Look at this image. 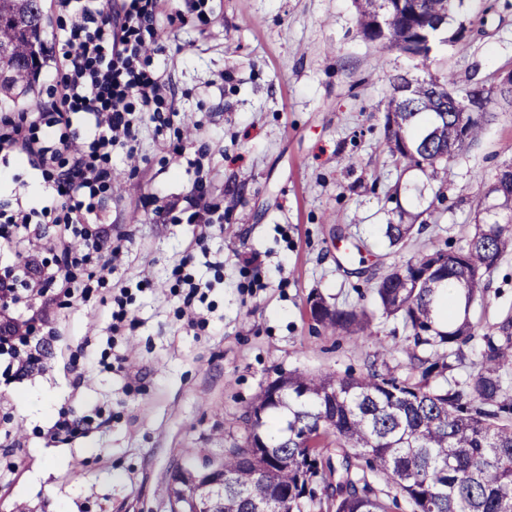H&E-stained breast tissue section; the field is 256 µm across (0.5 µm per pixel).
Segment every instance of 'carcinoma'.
<instances>
[{"instance_id":"1","label":"carcinoma","mask_w":512,"mask_h":512,"mask_svg":"<svg viewBox=\"0 0 512 512\" xmlns=\"http://www.w3.org/2000/svg\"><path fill=\"white\" fill-rule=\"evenodd\" d=\"M358 31L384 50L414 52L419 34L452 18L463 0H355ZM34 0H0V44L12 48L7 90L30 87L41 18ZM384 16V28L376 19ZM392 78L385 138L389 151L441 184L455 156L478 139L480 117L457 125L454 76ZM413 89L400 92L405 82ZM422 214L398 211L385 225L389 245L405 243ZM512 224H479L464 245L435 248L382 276L376 306L402 322L416 382L376 370L339 377L298 371L278 374L277 392L264 387L246 414L244 442L224 451V497L217 512H512V315L481 336L477 370L463 382L435 387L461 361L475 335L465 303L483 296L504 256ZM313 320L336 332L370 335L365 306L338 307L316 294ZM333 447L336 461L323 454Z\"/></svg>"}]
</instances>
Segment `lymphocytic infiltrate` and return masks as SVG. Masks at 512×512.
<instances>
[{"label": "lymphocytic infiltrate", "instance_id": "f902f5d3", "mask_svg": "<svg viewBox=\"0 0 512 512\" xmlns=\"http://www.w3.org/2000/svg\"><path fill=\"white\" fill-rule=\"evenodd\" d=\"M57 7L52 81L39 111L0 116V164L27 159L50 191L39 209L19 195L0 204V252L12 260L0 276V324L7 330L0 335V379L7 383L38 364L41 339L32 328L46 310L75 311L96 297L108 308L111 332L133 324L127 288L112 286L130 240L99 224L111 197L112 157L134 154L148 117L156 133L172 131L173 163L186 160L175 92L145 51L161 42L162 0H57ZM204 160L201 152L188 160L194 179L185 198L187 223L200 227L199 246L224 222L209 197ZM193 261L190 252L174 261L172 291L182 299L178 317L201 328L195 304L205 294ZM19 280L28 284L22 295ZM103 423L98 413L63 410L39 435L69 442Z\"/></svg>", "mask_w": 512, "mask_h": 512}]
</instances>
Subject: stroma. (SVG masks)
Returning a JSON list of instances; mask_svg holds the SVG:
<instances>
[{"mask_svg":"<svg viewBox=\"0 0 512 512\" xmlns=\"http://www.w3.org/2000/svg\"><path fill=\"white\" fill-rule=\"evenodd\" d=\"M170 0L158 28L166 45L154 63L194 125L189 150L205 147L209 193L224 209V229L207 253L224 256L215 280L207 254L193 271L210 283L198 333L177 321L169 266L192 245L193 224L142 212L158 191L185 195L194 178L168 164L145 124L134 159L112 160L117 181L104 225L126 231L131 251L112 280L132 289L135 324L110 337L103 307L72 312L41 348V364L0 386V460L21 467L0 483V512H170L173 477L242 443L245 415L281 372L362 376L375 369L416 381L397 320L376 316V338L336 333L312 321L310 294L332 305L362 302L377 275L418 253L457 247L475 232L478 202L497 169L512 163V101L495 99L480 138L440 185L395 164L384 138L390 78L422 76L416 61L362 40L354 0H213L206 30L171 27L182 10ZM463 38H455L458 27ZM431 54L454 74L465 97L512 70V0H465ZM436 214L402 247L382 228L397 209ZM138 222H130L131 212ZM361 246L365 264L346 261ZM512 315V255L493 271L470 317L480 334ZM111 348V371L74 387L62 355L77 345ZM112 413L109 424L75 442L46 445L34 435L66 406Z\"/></svg>","mask_w":512,"mask_h":512,"instance_id":"35a3bbf8","label":"stroma"}]
</instances>
